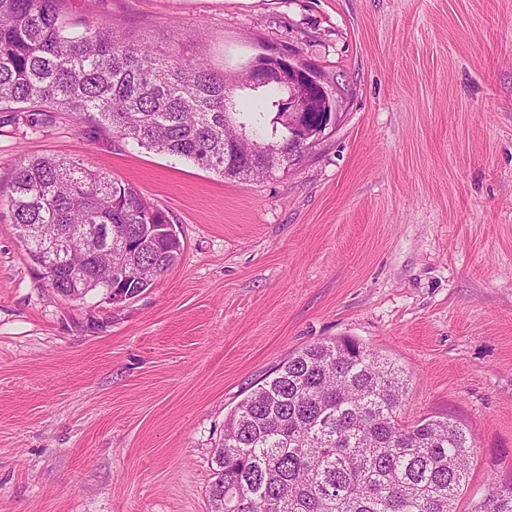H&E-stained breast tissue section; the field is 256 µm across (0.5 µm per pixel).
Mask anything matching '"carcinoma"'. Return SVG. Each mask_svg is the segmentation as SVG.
<instances>
[{"label": "carcinoma", "mask_w": 512, "mask_h": 512, "mask_svg": "<svg viewBox=\"0 0 512 512\" xmlns=\"http://www.w3.org/2000/svg\"><path fill=\"white\" fill-rule=\"evenodd\" d=\"M64 0H0V125L32 105L71 113L116 137L192 161L226 179L288 169L303 155L288 135V81L278 59L224 76L76 19ZM273 114L266 120L267 114ZM16 235L46 286L70 300L112 288L128 297L179 259V236L152 234L169 214L128 184L66 158L25 157L8 195ZM407 379L393 361L349 339L309 345L244 399L214 450L212 512H455L473 442L463 425L398 419ZM473 512H512V484Z\"/></svg>", "instance_id": "1"}]
</instances>
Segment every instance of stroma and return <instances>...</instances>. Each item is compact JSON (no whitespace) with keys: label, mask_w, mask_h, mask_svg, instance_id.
<instances>
[{"label":"stroma","mask_w":512,"mask_h":512,"mask_svg":"<svg viewBox=\"0 0 512 512\" xmlns=\"http://www.w3.org/2000/svg\"><path fill=\"white\" fill-rule=\"evenodd\" d=\"M232 76L298 52L336 123L288 171L230 181L53 113L0 126V512H211L224 419L306 346L402 367L400 418L475 438L457 512L512 483V0H67ZM28 156L79 160L184 248L115 303L42 284L7 205Z\"/></svg>","instance_id":"35a3bbf8"}]
</instances>
